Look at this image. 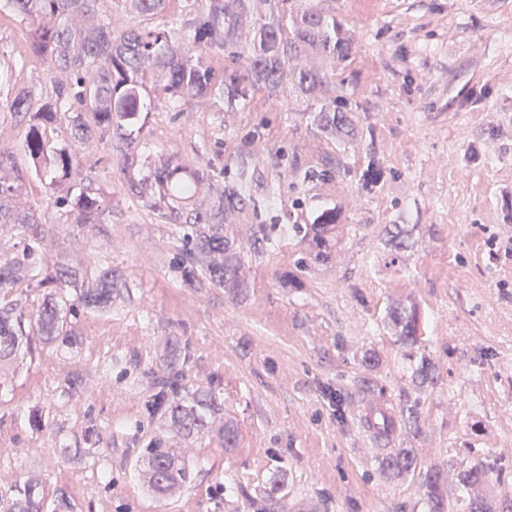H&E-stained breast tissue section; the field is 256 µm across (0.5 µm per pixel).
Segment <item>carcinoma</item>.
Listing matches in <instances>:
<instances>
[{
	"instance_id": "obj_1",
	"label": "carcinoma",
	"mask_w": 512,
	"mask_h": 512,
	"mask_svg": "<svg viewBox=\"0 0 512 512\" xmlns=\"http://www.w3.org/2000/svg\"><path fill=\"white\" fill-rule=\"evenodd\" d=\"M130 12L154 17L164 12L167 0H123ZM194 10L184 24L188 35L177 39L174 27L130 30L112 36L110 22L95 9L97 0H6L11 12L33 26V48L50 59L64 74L38 108H33V92L28 86L14 91L10 109L28 120V133L22 148L37 171L51 178L71 179L77 174V154L68 147L50 144L46 128L59 124L70 128L79 144L103 140L109 130L118 131L134 123L147 110L145 78L154 79L155 91L173 109L183 112L192 104H203L224 96V83H216L206 56L222 51L248 60L251 82L270 91L285 88L310 96L321 85L314 67H297L294 61L307 56H328L346 60L352 35L336 16L303 0H188ZM255 21L252 38L241 43L244 24ZM314 122L325 132L347 136L353 131L352 117L338 102L324 104L314 115ZM11 154L0 151V224H13L24 241L22 250L8 256L0 254V295L27 283L42 293L36 306L8 302L0 306V366L21 350L31 351L33 338L41 342L61 341L77 345L76 333L60 335L63 315L79 316L80 310L104 309L112 303V267L96 261L84 270H72L62 262L44 268L35 262V253L48 234L47 225L34 213L19 212L14 204L18 184L2 170ZM385 171L378 163L366 168L359 182L371 189L384 180ZM211 182L207 169L187 174L176 154L153 170L150 192L141 183L132 190L144 199L166 224L182 232L185 249L177 262L184 282L207 281L214 285L238 288L242 243L224 234V210L244 208L248 200L241 190L231 186L220 190L216 207L186 212L180 200L197 187ZM56 203L71 206L84 224L106 223L108 205L104 197L85 192L74 201L62 197ZM338 223L334 210L320 214L311 225L315 256L328 257L330 238L327 230ZM406 224H394L386 240L390 263L399 261L402 250L411 245ZM80 288L79 296L67 302L65 289ZM388 317L396 336L406 345L418 339L417 312L410 306L396 308ZM412 383L420 390L432 382L430 363L419 360L412 369ZM177 377L162 381L153 394L151 408L165 415L175 432L190 438L206 429L219 408L216 393L199 390L188 396H172ZM365 425L381 439L394 430L391 417L369 412ZM383 468L402 474L416 469L411 449H403L382 459ZM141 470L147 487L158 495H167L191 483L192 466L168 448V440L154 438L141 457ZM424 499L430 512H446L448 494L440 474L427 472ZM48 492L42 482L31 478L14 485L12 494L0 496V512H62L57 502L48 509Z\"/></svg>"
}]
</instances>
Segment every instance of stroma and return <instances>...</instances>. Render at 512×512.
<instances>
[{"instance_id":"1","label":"stroma","mask_w":512,"mask_h":512,"mask_svg":"<svg viewBox=\"0 0 512 512\" xmlns=\"http://www.w3.org/2000/svg\"><path fill=\"white\" fill-rule=\"evenodd\" d=\"M316 2L354 40L345 62L314 58V97L250 86L244 60L217 53L216 79L237 77L246 101L176 112L156 99L131 127L133 149L210 169L189 208H209L224 182L242 185L248 205L224 214L245 245L241 288L182 281L174 226L130 189L148 164L125 168L120 150L95 141L65 186L37 175L21 150L28 124L6 104L11 85L0 86V148L22 175L16 203L55 221L44 258L76 269L104 259L115 277L111 308L73 323L76 347L38 342L6 366L0 495L36 476L72 512H428L421 475L433 468L448 512L481 499L512 512V0ZM98 9L118 36L183 23L185 0L148 21L123 0ZM30 29L0 8V64L38 104L61 74L32 55ZM336 99L357 127L345 143L313 121ZM372 162L389 176L367 193L358 178ZM65 188L103 193L106 223H59ZM326 208L341 222L320 261L307 228ZM390 224L414 227L395 264L383 246ZM410 303L412 349L387 319ZM369 350L378 365L365 362ZM422 357L435 379L418 391ZM171 373L183 392L214 390L224 408L204 434L170 436L194 479L162 496L145 488L138 460L166 430L148 402L154 379ZM407 403L416 426L398 424L385 441L365 430L371 407L396 414ZM404 448L416 470L385 472L382 455ZM471 467L488 468V480L460 483Z\"/></svg>"}]
</instances>
